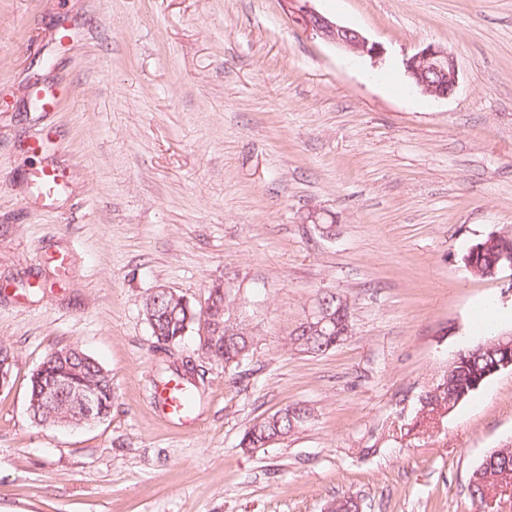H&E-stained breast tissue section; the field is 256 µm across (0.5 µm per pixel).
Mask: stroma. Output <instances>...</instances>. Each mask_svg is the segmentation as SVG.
Returning a JSON list of instances; mask_svg holds the SVG:
<instances>
[{
    "label": "stroma",
    "instance_id": "35a3bbf8",
    "mask_svg": "<svg viewBox=\"0 0 512 512\" xmlns=\"http://www.w3.org/2000/svg\"><path fill=\"white\" fill-rule=\"evenodd\" d=\"M315 7L383 63L313 38L281 0H0V512H325L345 494L362 512H478L473 470L512 446V370L436 419L415 403L484 339L487 306L512 332V270L459 261L512 233V0ZM429 43L459 66L445 98L408 88L402 59ZM37 84L62 89L54 111ZM44 165L68 176L47 201L28 180ZM311 209L333 226L301 223ZM216 281L258 336L249 358L224 367L193 337L156 352L146 295L200 305ZM323 290L347 297L351 336L286 347ZM72 347L109 372L112 411L42 426L30 377ZM189 360L193 418L167 420L154 384ZM296 402L314 419L240 448Z\"/></svg>",
    "mask_w": 512,
    "mask_h": 512
}]
</instances>
